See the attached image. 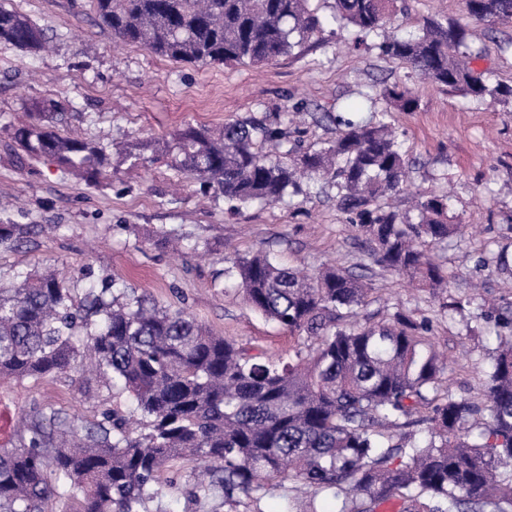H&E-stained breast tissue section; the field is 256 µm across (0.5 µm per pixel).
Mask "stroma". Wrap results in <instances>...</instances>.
<instances>
[{"label":"stroma","instance_id":"1","mask_svg":"<svg viewBox=\"0 0 512 512\" xmlns=\"http://www.w3.org/2000/svg\"><path fill=\"white\" fill-rule=\"evenodd\" d=\"M7 3L36 22L53 48L38 54L0 49V195L9 202L0 221L50 230L0 249V284L52 267L79 299L86 288L113 279L158 306L186 309L217 335L276 357L308 340L244 303L226 273L232 259L261 250L285 267H359L372 292L357 321L386 324L399 311L427 321L436 350L447 357L444 388L458 400H481L493 344L468 328L477 305L461 315L442 311L427 289L376 265L362 234L337 209L336 189L327 180L309 182L307 198L289 204L235 209L181 175L170 157L153 156L133 168L125 154L133 144L169 138L187 124L216 129L253 120L277 124L307 148L336 135L324 113L351 110L367 88L408 85L419 98L417 110L389 117L412 188L397 207L410 211L418 190L447 193L450 216L471 227L465 238L432 249L449 276V295L472 296L478 283L483 297L512 300V270H498L491 261L500 248L512 251V101L489 105L420 83L405 65L384 57L377 41L355 46L354 34L345 30L258 67L188 65L116 42L89 0ZM433 14L466 28L482 50L474 68L487 84H512V25L472 20L463 0H405L387 33L416 31ZM48 101L64 113V128L111 149L112 175L98 187L55 163L17 158L10 125ZM162 231L183 235L180 252L152 246V236ZM36 406L89 424L108 410L124 416L133 410L126 393L80 371L61 379H0V410L10 414L0 426L6 434ZM196 471L193 462H170L161 478L172 489L150 502L148 512H249L247 505L220 499L196 501L190 494Z\"/></svg>","mask_w":512,"mask_h":512}]
</instances>
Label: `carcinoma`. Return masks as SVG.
I'll return each mask as SVG.
<instances>
[{"mask_svg":"<svg viewBox=\"0 0 512 512\" xmlns=\"http://www.w3.org/2000/svg\"><path fill=\"white\" fill-rule=\"evenodd\" d=\"M99 21L124 43L186 64L259 65L323 38L332 23L357 38L383 35L398 0H334L323 18L311 0H93ZM477 22L512 21V0H464ZM47 37L29 17L0 3V48L37 54ZM383 55L440 88L481 102L512 99V85L488 86L474 73L464 28L428 17L419 32L387 37ZM367 119H342L333 140L293 159L266 146L284 132L255 123L220 129L187 124L144 151L172 155L174 167L237 205L284 203L303 179L336 181V207L365 237L374 262L423 288L449 286L426 245L466 235L448 223V196L417 194V220L387 199L407 190V162L388 112H413L414 91L394 86L365 95ZM13 131L30 159H50L97 185L111 166L107 147L61 132L41 108ZM44 232L41 224H0V248ZM229 274L245 303L316 345L288 359L254 353L207 330L184 310L159 307L114 280L80 303L54 272L0 285V378H59L89 360L93 374L127 393L146 421L104 412L91 426L54 408H34L0 448V512H50L68 489L83 491L81 512H147L165 494L161 473L176 459L206 468L200 499L255 503L275 491L306 488L341 502L339 512H375L393 497L404 512H512V302L483 304L479 318L499 340L481 403L440 396L445 362L426 323L397 312L392 322H349L371 288L343 268L308 276L267 254L237 257ZM426 409L430 438L415 442L392 429Z\"/></svg>","mask_w":512,"mask_h":512,"instance_id":"carcinoma-1","label":"carcinoma"}]
</instances>
